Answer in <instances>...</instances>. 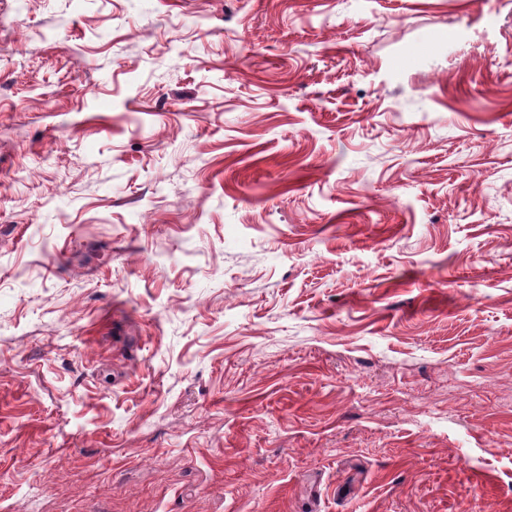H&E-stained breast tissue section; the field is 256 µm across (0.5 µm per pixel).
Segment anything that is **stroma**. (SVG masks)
<instances>
[{
  "instance_id": "1",
  "label": "stroma",
  "mask_w": 512,
  "mask_h": 512,
  "mask_svg": "<svg viewBox=\"0 0 512 512\" xmlns=\"http://www.w3.org/2000/svg\"><path fill=\"white\" fill-rule=\"evenodd\" d=\"M0 512H512V0H0Z\"/></svg>"
}]
</instances>
